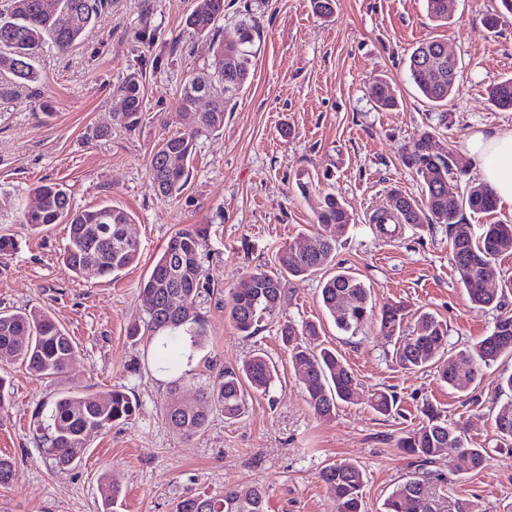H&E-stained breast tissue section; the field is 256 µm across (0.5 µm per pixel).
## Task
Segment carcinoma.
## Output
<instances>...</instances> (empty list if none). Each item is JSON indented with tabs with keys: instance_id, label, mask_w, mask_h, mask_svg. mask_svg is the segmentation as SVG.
Listing matches in <instances>:
<instances>
[{
	"instance_id": "carcinoma-1",
	"label": "carcinoma",
	"mask_w": 512,
	"mask_h": 512,
	"mask_svg": "<svg viewBox=\"0 0 512 512\" xmlns=\"http://www.w3.org/2000/svg\"><path fill=\"white\" fill-rule=\"evenodd\" d=\"M427 5L435 21L448 24V0H427ZM107 6L108 0H57L54 11L47 12L42 0H5L0 8V70L24 82H37L39 73L34 61L43 49H69L83 38ZM223 17L224 0H204L190 13L186 24L200 36L213 37ZM239 27L244 33L241 44L213 42L212 61L200 73L189 76L177 91L178 110L194 115V123L181 133L165 137L150 157L149 186L158 196L182 193L189 181L196 140L223 127L227 106L251 81L255 58L251 46L259 26L244 18ZM446 49L447 45L440 40L422 41L413 49L408 63L410 76L423 96L439 106L446 105L456 92L458 62L450 63L443 58L449 76L429 82L421 76L417 58L427 51L438 57ZM369 92L380 109L396 105L390 84L383 78L374 79ZM204 94L210 96L209 108L198 112L196 105ZM116 95L115 120L127 129L136 128L143 116V86L130 76L118 86ZM489 98L498 108L512 109V77L493 86ZM430 144L431 135L423 131L413 138L401 158L403 165L420 178L422 197L416 199L394 189L388 195L386 214L404 224H455L465 209L477 214L494 212L497 198L481 182H467L460 194H448V179L463 173L467 162L452 152L432 153ZM169 156L179 158L178 167L167 165ZM33 194L39 202L33 209L24 207L23 223L33 229L68 225L63 263L69 273L81 276L92 264L99 276L112 277L138 262V243L122 239L124 226L132 223L127 211L110 204L76 209L68 189L56 182L37 186ZM351 221L352 216L340 200L333 195L325 196L317 211L322 232L314 236V252L303 253L291 245L285 246L278 253L281 272L258 268L242 287L231 291L224 308L235 329L251 337L261 323L276 314L284 299L282 273L310 275L330 266ZM206 246L205 225L193 224L179 230L170 238L143 284L147 327L154 333V362L162 371L168 372L175 366L170 347L172 337L187 336L191 348L203 347L205 320L196 305L209 292L203 275ZM511 254L512 224H490L477 239L455 236L450 241V259L470 302L480 310L497 312L491 334L471 348L455 351L449 347L447 322L430 312L413 313L401 302L375 309L364 283L344 270L323 281L320 302L336 329L352 337L368 319L377 318L384 335L395 339L392 357L399 365L409 370L435 368L448 386L463 388L478 378L481 366L490 365L504 353L512 354V313L505 310L506 298L512 295V279H503L497 266L499 257ZM492 277L498 279L496 288L486 287ZM172 295L182 296L185 305L172 307ZM405 322L410 323V330L402 335L400 330ZM280 336L288 348L289 361L306 381L307 402L317 416L329 418L337 405L355 402L358 380L335 352L318 348L319 325L307 322L298 326L288 321L281 325ZM74 355L71 336L49 312L30 309L0 313V358H8L33 376L62 377L69 371ZM276 377L275 363L257 354L240 368L220 369L213 382L200 386L197 404H169L166 419L187 437L205 428L209 409L213 407L224 412V419L237 420L246 411L249 392H269ZM395 403L394 395L379 391L371 407L388 415ZM136 409L130 396L117 388L100 394L63 391L49 408L37 411L34 430L45 459L56 469L67 470L81 460L93 436L114 423L130 420ZM424 416L427 421L398 439V448L415 458L417 470L388 494L383 512H471L469 500L444 498L436 491L444 476L433 469V464L442 449L451 448L457 456L468 459L472 469L481 470L489 463L488 451L474 447L466 438L464 427L448 424L433 409L425 408ZM493 428L497 446L508 449L512 455V399L498 409ZM320 477L336 501V512H364L365 473L357 463L344 460L328 465ZM100 492L109 506L119 497L121 487L104 474L100 478ZM267 497V490L260 484L226 488L221 494L186 497L176 504L175 512H267Z\"/></svg>"
}]
</instances>
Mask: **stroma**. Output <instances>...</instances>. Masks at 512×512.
I'll use <instances>...</instances> for the list:
<instances>
[{"label": "stroma", "instance_id": "obj_1", "mask_svg": "<svg viewBox=\"0 0 512 512\" xmlns=\"http://www.w3.org/2000/svg\"><path fill=\"white\" fill-rule=\"evenodd\" d=\"M195 4L110 0L76 46L39 55L38 84L0 74V194L22 201L42 183L66 184L75 207L106 202L129 212L128 231L140 245L138 262L117 277H78L64 270V225L33 230L19 212H0V235L16 242L0 255V310L44 308L76 343L73 368L59 378H37L0 359L10 380L0 457L15 463L12 486L0 489V512H103L105 472L121 486L112 512H174L187 496L254 483L267 490L268 512H336L319 473L344 459L366 471L365 512H381L395 484L415 469L396 441L421 424L427 406L449 423L467 424L471 443L494 452L479 472L441 453L443 493L469 499L474 512H512V458L495 453L492 429L497 385L512 374V357L485 368L473 390L449 388L430 370L402 369L376 323L352 337L326 317L323 270L285 279L279 311L255 336H241L224 312L231 289L256 269H274L285 244L318 232L316 213L332 194L353 217L336 261L369 288L373 304L401 300L435 313L458 349L490 334L495 314L471 305L448 239H476L487 225L512 223V206L468 212L454 224H400L388 235L371 217L392 188L419 195L417 176L400 160L417 133L429 131L439 152L459 153L476 132L512 127V110L488 99L490 87L512 76V14L501 0H448L449 21L441 26L429 18L427 0H335L327 19L311 0H224L218 26L225 42L237 40L245 15L260 25L254 75L225 112L223 128L198 138L187 189L158 197L148 185L149 158L164 137L185 129L176 92L211 58L209 39L185 24ZM488 14L499 15L497 28L485 26ZM425 39L446 42L459 63L458 89L442 107L410 78L408 57ZM131 73L145 97L143 121L129 130L113 119L112 94ZM377 75L395 90L393 110L378 109L368 96ZM301 179L311 184L308 194L297 187ZM191 224L208 227L203 269L212 291L198 305L205 346L183 362L189 377L175 389L173 374L152 361L140 286L171 236ZM285 320L321 323L322 340L359 380L357 404L338 405L329 418L314 413L278 336ZM135 322L142 326L136 340L129 336ZM260 349L277 362L279 377L269 393L249 396L240 420L212 413L191 438L168 424V403L196 398L217 370L242 365ZM113 388L136 400L135 416L94 436L76 467H51L33 433L39 405L63 390ZM380 390L396 397L391 414L369 406Z\"/></svg>", "mask_w": 512, "mask_h": 512}]
</instances>
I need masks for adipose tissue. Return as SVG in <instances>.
Returning a JSON list of instances; mask_svg holds the SVG:
<instances>
[{"mask_svg":"<svg viewBox=\"0 0 512 512\" xmlns=\"http://www.w3.org/2000/svg\"><path fill=\"white\" fill-rule=\"evenodd\" d=\"M465 152L479 181L487 183L499 201L512 203V128L471 136Z\"/></svg>","mask_w":512,"mask_h":512,"instance_id":"ef3b65f1","label":"adipose tissue"}]
</instances>
